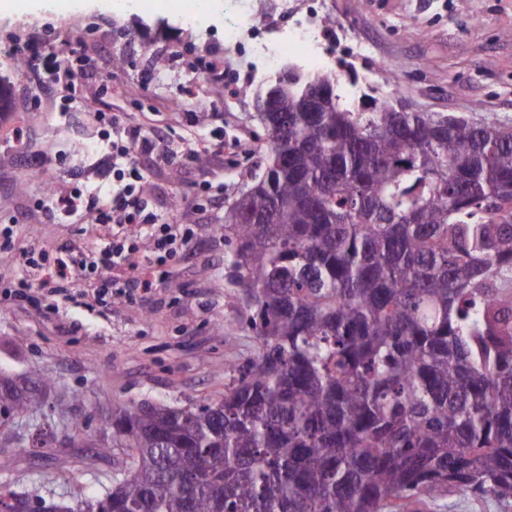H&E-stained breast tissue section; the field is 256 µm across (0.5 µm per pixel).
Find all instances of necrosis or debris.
I'll use <instances>...</instances> for the list:
<instances>
[{
    "label": "necrosis or debris",
    "mask_w": 512,
    "mask_h": 512,
    "mask_svg": "<svg viewBox=\"0 0 512 512\" xmlns=\"http://www.w3.org/2000/svg\"><path fill=\"white\" fill-rule=\"evenodd\" d=\"M323 11V0H239L233 13L221 16L224 48L245 62L246 76L257 83L290 61L312 60L335 75L338 51L363 54L368 46L357 35L342 44Z\"/></svg>",
    "instance_id": "necrosis-or-debris-1"
}]
</instances>
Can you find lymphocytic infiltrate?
<instances>
[{
  "instance_id": "1",
  "label": "lymphocytic infiltrate",
  "mask_w": 512,
  "mask_h": 512,
  "mask_svg": "<svg viewBox=\"0 0 512 512\" xmlns=\"http://www.w3.org/2000/svg\"><path fill=\"white\" fill-rule=\"evenodd\" d=\"M98 122L108 127L113 135L106 147L112 152L114 182L104 191L74 188L70 193L51 194V213L73 217L85 224L108 230L110 237L104 240L100 258L87 262L83 252L63 246L52 257L35 262L32 251L15 246L12 226L0 228V247L18 252L20 264L35 267L33 279H19L12 287L0 291L5 302L30 298L39 288H57L68 282L75 268L91 266L97 274L95 292L98 297L122 293L130 288L150 292L159 287L160 281L146 274L151 262L164 263L169 258L183 255L191 246V230L176 224L161 222L158 214L150 209L147 200L136 192L137 183L146 179L148 162H170L174 155L163 146L161 136H144L136 128L125 125L109 112H97ZM139 226L143 245L125 244L128 226ZM125 267L126 278L112 274L114 266Z\"/></svg>"
}]
</instances>
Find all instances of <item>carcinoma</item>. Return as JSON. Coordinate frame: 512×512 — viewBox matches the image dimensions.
<instances>
[{"label":"carcinoma","mask_w":512,"mask_h":512,"mask_svg":"<svg viewBox=\"0 0 512 512\" xmlns=\"http://www.w3.org/2000/svg\"><path fill=\"white\" fill-rule=\"evenodd\" d=\"M259 118L228 276L255 355L224 394L116 405L84 512H411L512 500V128L295 69ZM46 384H0V418ZM424 512H512V502L505 504L494 499H459L450 495L433 502Z\"/></svg>","instance_id":"1"}]
</instances>
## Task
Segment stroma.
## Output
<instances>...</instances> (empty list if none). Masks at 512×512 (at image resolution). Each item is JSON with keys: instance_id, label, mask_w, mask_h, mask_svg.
<instances>
[{"instance_id": "obj_1", "label": "stroma", "mask_w": 512, "mask_h": 512, "mask_svg": "<svg viewBox=\"0 0 512 512\" xmlns=\"http://www.w3.org/2000/svg\"><path fill=\"white\" fill-rule=\"evenodd\" d=\"M167 0H150L133 24L111 0H86L82 13L68 0L42 14L26 8L0 15V75L9 82L0 102V221L26 214L18 243L53 250L96 248L88 224L47 212L48 189L64 193L73 177L108 188L96 111L112 112L144 132L164 131L173 149L203 146L213 132L237 135L241 154L214 167L209 159L149 166L141 187L162 220L192 228L189 253L167 261L168 282L110 303L93 296L92 274L75 270L61 295L0 308V372L42 374L51 380L44 404L0 430V484L45 500L69 502L76 491L104 494L116 477L100 455L102 415L115 405L144 401L179 405L224 392V366L256 350L246 303L224 270L234 245L224 237V213L265 163L266 131L256 118L255 87L199 84L194 69L174 62L171 48L191 58L222 54V31L203 34L177 24ZM334 24L364 36L366 56L341 59L360 82L384 86L397 78L398 97L421 112H452L477 123L512 128V0H326ZM71 48L64 65L90 60L94 78L75 100L65 92L34 100L29 71L13 60L31 48ZM108 85H101V78ZM36 155L40 172L21 171ZM204 170L213 184L195 185Z\"/></svg>"}]
</instances>
